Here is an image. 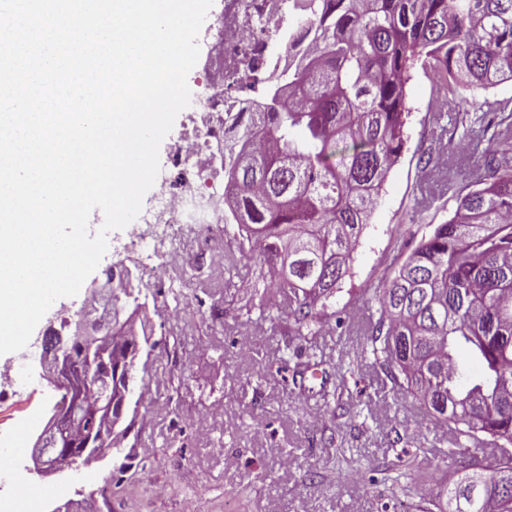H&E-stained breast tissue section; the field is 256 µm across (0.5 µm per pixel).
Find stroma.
Masks as SVG:
<instances>
[{"instance_id": "1", "label": "stroma", "mask_w": 512, "mask_h": 512, "mask_svg": "<svg viewBox=\"0 0 512 512\" xmlns=\"http://www.w3.org/2000/svg\"><path fill=\"white\" fill-rule=\"evenodd\" d=\"M408 142L390 170L349 276L325 313L345 316L316 338L317 371L284 368L292 359L275 318L252 310L236 314L251 278L246 261L232 271L186 261L181 273L154 278L142 269L140 301L146 317L137 329L151 334L145 387L124 443L130 466L119 471L109 456L75 464L35 483L66 488L61 512H418L420 487L437 494L443 478L464 462L449 457L448 428L430 421L412 397L396 394L366 349L368 312L355 297L385 269L397 237L422 236L447 220V210L423 211L413 194L423 171L418 158L439 152L442 141L426 120L431 81L414 68L405 86ZM41 348L27 346L11 359L25 382L0 404V444L19 426L35 437L60 396L39 376ZM351 413L340 419L343 454L324 447L328 406ZM415 469L396 477V457Z\"/></svg>"}]
</instances>
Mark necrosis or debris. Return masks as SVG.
Masks as SVG:
<instances>
[{"label":"necrosis or debris","instance_id":"obj_1","mask_svg":"<svg viewBox=\"0 0 512 512\" xmlns=\"http://www.w3.org/2000/svg\"><path fill=\"white\" fill-rule=\"evenodd\" d=\"M288 20V0H224L205 43L199 121L180 134L155 181L160 215H139L128 231L131 242L152 241L147 259L159 272L181 269L184 235L200 239L203 225L223 223V202H205L218 165L213 147L223 142L233 118L257 108V99L243 91L247 77L268 79L287 68L293 52L275 40L277 25Z\"/></svg>","mask_w":512,"mask_h":512}]
</instances>
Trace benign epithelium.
I'll return each instance as SVG.
<instances>
[{"mask_svg":"<svg viewBox=\"0 0 512 512\" xmlns=\"http://www.w3.org/2000/svg\"><path fill=\"white\" fill-rule=\"evenodd\" d=\"M76 316L71 334L61 338L60 344L53 345L49 337L40 336V378L50 390L63 393L71 407L56 410L34 442L31 466L27 470L39 475L54 474L74 460L105 455L106 451L90 447L89 439L71 441L65 448L60 447V442L67 438L68 430L85 423L90 414L96 420L105 417L113 421L112 431H118L122 418L113 416L115 404H120L122 414L137 396L136 378L129 373L117 381V387H112V346L120 335L131 329L135 319V314L121 304L119 289L108 281L92 282ZM76 353L90 366H99L102 370L99 379L87 381V386L101 388V397L93 408L87 407L83 400L84 386L77 385L70 375V360Z\"/></svg>","mask_w":512,"mask_h":512,"instance_id":"benign-epithelium-1","label":"benign epithelium"}]
</instances>
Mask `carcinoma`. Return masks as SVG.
Segmentation results:
<instances>
[{
  "label": "carcinoma",
  "mask_w": 512,
  "mask_h": 512,
  "mask_svg": "<svg viewBox=\"0 0 512 512\" xmlns=\"http://www.w3.org/2000/svg\"><path fill=\"white\" fill-rule=\"evenodd\" d=\"M288 44L308 53L266 84L261 111L239 117L224 168V233L252 263L251 288L287 302L282 335L312 343L318 304L349 262L407 137L405 84L434 82L429 118L467 162L438 199L448 220L394 249L371 285L379 316L367 347L397 390L469 453L446 485L451 512H512V98L486 100L476 131L440 103L464 87L512 81V0H296ZM465 352L480 371L470 373ZM474 441L502 450L488 460Z\"/></svg>",
  "instance_id": "1"
}]
</instances>
